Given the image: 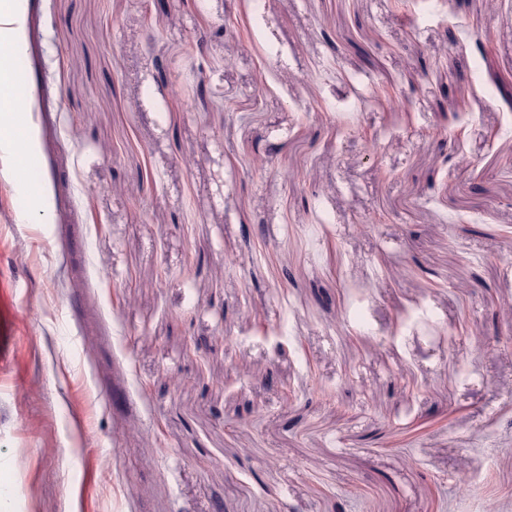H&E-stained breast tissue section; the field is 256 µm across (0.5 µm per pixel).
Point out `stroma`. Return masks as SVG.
Listing matches in <instances>:
<instances>
[{
  "label": "stroma",
  "mask_w": 512,
  "mask_h": 512,
  "mask_svg": "<svg viewBox=\"0 0 512 512\" xmlns=\"http://www.w3.org/2000/svg\"><path fill=\"white\" fill-rule=\"evenodd\" d=\"M14 8L0 512H512V0Z\"/></svg>",
  "instance_id": "obj_1"
}]
</instances>
